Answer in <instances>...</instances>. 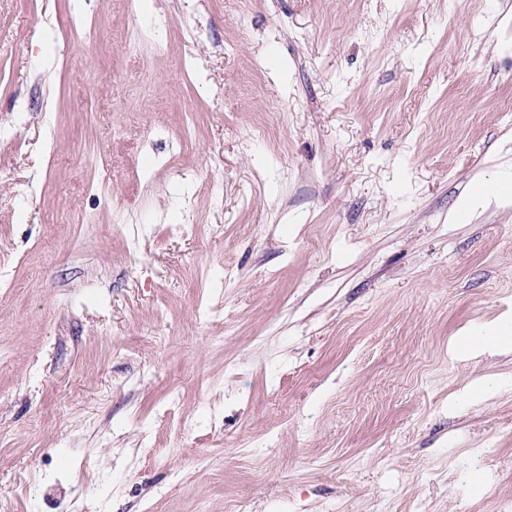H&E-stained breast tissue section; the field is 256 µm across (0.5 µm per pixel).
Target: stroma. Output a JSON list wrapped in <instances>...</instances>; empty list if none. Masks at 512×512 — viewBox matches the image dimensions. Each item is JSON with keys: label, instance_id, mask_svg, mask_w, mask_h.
<instances>
[{"label": "stroma", "instance_id": "35a3bbf8", "mask_svg": "<svg viewBox=\"0 0 512 512\" xmlns=\"http://www.w3.org/2000/svg\"><path fill=\"white\" fill-rule=\"evenodd\" d=\"M493 322L512 0H0V512H488ZM466 348L477 351H512V336H497L494 330L486 332V336H468Z\"/></svg>", "mask_w": 512, "mask_h": 512}]
</instances>
